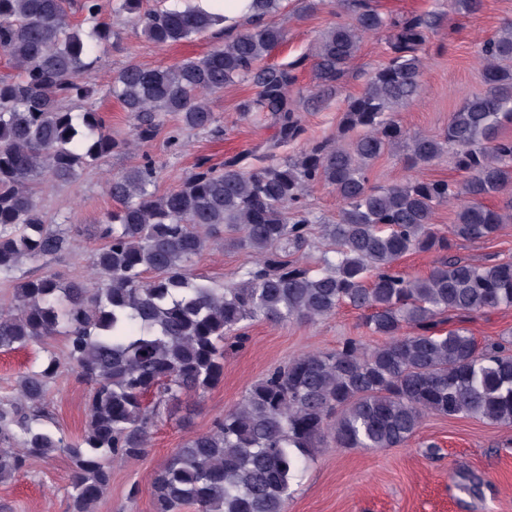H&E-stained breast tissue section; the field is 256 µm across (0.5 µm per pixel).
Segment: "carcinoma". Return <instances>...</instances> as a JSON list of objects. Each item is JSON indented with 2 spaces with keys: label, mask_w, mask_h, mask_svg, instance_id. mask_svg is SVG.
<instances>
[{
  "label": "carcinoma",
  "mask_w": 512,
  "mask_h": 512,
  "mask_svg": "<svg viewBox=\"0 0 512 512\" xmlns=\"http://www.w3.org/2000/svg\"><path fill=\"white\" fill-rule=\"evenodd\" d=\"M339 2L347 18L319 35L311 56L286 65L258 67L287 38L275 21L283 0H252L251 18L206 55L169 67L130 62L113 77L110 93L133 117L139 144L154 140L161 112L179 117L173 145L185 132H219L208 97L251 81L257 92L239 112L269 121L277 145L303 132L299 67L311 61L319 91L330 94L347 77L362 37L386 34L388 59L349 98L335 145L317 142L294 159L249 170L236 156L220 166L202 160L163 194L157 162L146 153L108 182L117 207L99 228L105 244L92 262L97 280L64 287L48 273L20 279L13 305L0 309V351L60 334L91 394L84 433L67 443L40 423L59 359L49 352L23 373L17 396L0 399V442L21 444L0 448V483L29 458L64 448L74 467L69 512H96L112 484V462L141 457L163 412L221 382L227 340L243 343L253 321L315 322L342 305L366 311L364 327L382 341L367 348L350 337L271 370L154 472L153 512L185 505L285 512L312 449L399 447L429 414L512 427V336L481 343L465 327L475 315L512 307V260L474 262L453 252V241H490L512 222V203L484 205L512 188V138L499 134L512 123V22L481 46L485 89L451 113L443 133L410 135L396 111L419 95L422 46L447 16L476 12L481 0L401 16L370 0ZM142 4L113 0L112 10L158 45L224 24V15L195 0ZM72 12L80 23H71ZM112 35L103 0H0V51L14 71L0 79V273L69 247L70 225L44 223L36 185L72 181L128 146L107 131L83 80ZM401 145L414 169L452 152L465 178L372 184L373 163ZM320 182L333 187L342 209L336 223L321 225L335 250L315 270L292 255L309 244L317 220L306 189ZM445 204L457 210L443 231L433 216ZM215 241L257 255L222 290L192 272ZM411 252L436 254L427 275L398 269Z\"/></svg>",
  "instance_id": "1"
}]
</instances>
